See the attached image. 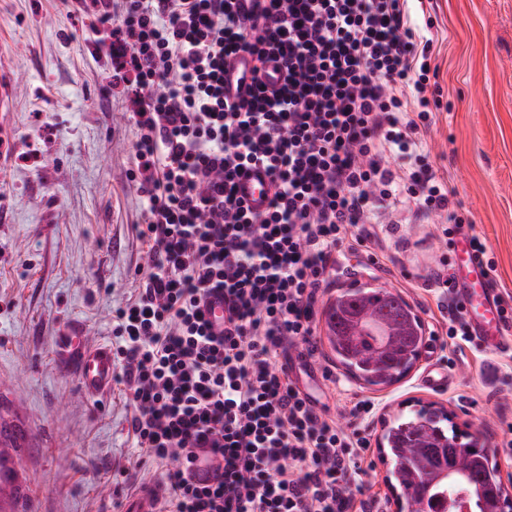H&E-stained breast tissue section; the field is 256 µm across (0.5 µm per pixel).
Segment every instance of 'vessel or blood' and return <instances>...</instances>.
I'll list each match as a JSON object with an SVG mask.
<instances>
[{
    "instance_id": "vessel-or-blood-1",
    "label": "vessel or blood",
    "mask_w": 512,
    "mask_h": 512,
    "mask_svg": "<svg viewBox=\"0 0 512 512\" xmlns=\"http://www.w3.org/2000/svg\"><path fill=\"white\" fill-rule=\"evenodd\" d=\"M253 71L249 54H239L224 72V96L233 101L245 95L252 83ZM237 195L255 213L266 211L271 195V183L262 166H254L237 181ZM457 288L456 293L473 337L493 350L512 348L506 336L499 304V290L486 276L480 260L471 253L467 236H460L456 243ZM206 317L215 334L224 331V297L212 293L205 304ZM61 355L76 361L78 378L85 394L99 395L110 392L114 376L112 351L106 345H88L78 331H68ZM162 491L158 484L146 485L127 507L126 512H159L158 501Z\"/></svg>"
}]
</instances>
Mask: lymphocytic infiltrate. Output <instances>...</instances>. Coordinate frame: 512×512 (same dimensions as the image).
I'll return each instance as SVG.
<instances>
[{
  "label": "lymphocytic infiltrate",
  "mask_w": 512,
  "mask_h": 512,
  "mask_svg": "<svg viewBox=\"0 0 512 512\" xmlns=\"http://www.w3.org/2000/svg\"><path fill=\"white\" fill-rule=\"evenodd\" d=\"M91 4L136 129L135 224L149 271L113 319V377L133 408L135 448L162 464L164 512H372L349 479L370 446L316 410L288 372L316 351L315 305L336 249L404 197L464 219L421 131L430 42L408 0H61ZM253 56V84L224 97V63ZM275 64L284 79L268 88ZM395 155L399 166L386 164ZM262 164L273 193L255 214L236 182ZM224 292V333L204 303ZM207 452L220 474L199 486Z\"/></svg>",
  "instance_id": "1"
}]
</instances>
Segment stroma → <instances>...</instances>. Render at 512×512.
Returning a JSON list of instances; mask_svg holds the SVG:
<instances>
[{"instance_id":"stroma-1","label":"stroma","mask_w":512,"mask_h":512,"mask_svg":"<svg viewBox=\"0 0 512 512\" xmlns=\"http://www.w3.org/2000/svg\"><path fill=\"white\" fill-rule=\"evenodd\" d=\"M411 24L433 42L429 162L454 186L470 234L485 239L498 288L512 293V0H425ZM105 36L59 0H0V425L17 436L15 481L0 489L5 512H124L161 477L136 460L120 389L85 395L74 365L56 358L73 325L90 344L116 346L112 315L148 266L129 179L136 130L96 52ZM443 222L399 207L378 213L369 225L377 244L337 251L319 305L371 284L399 293L425 328L441 326L431 284L452 255ZM315 340L303 388L338 424L352 425L360 400L374 405L365 419L374 437L381 415L402 403L445 405L460 429L481 436L512 491V454L501 448L512 439V353L429 337L414 369L379 390L337 362L324 329ZM434 367L447 372L444 387L425 386ZM386 476L370 446L350 490L373 512H391Z\"/></svg>"}]
</instances>
